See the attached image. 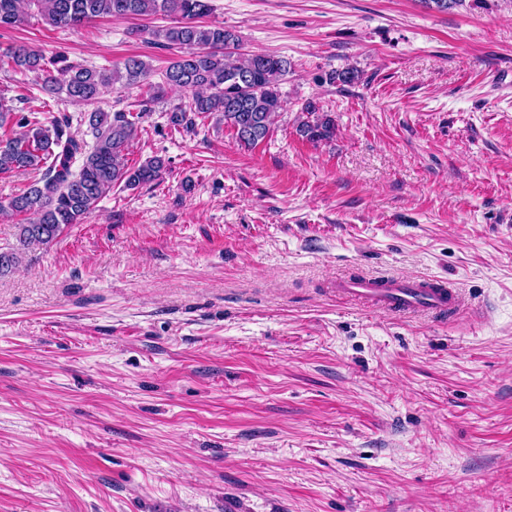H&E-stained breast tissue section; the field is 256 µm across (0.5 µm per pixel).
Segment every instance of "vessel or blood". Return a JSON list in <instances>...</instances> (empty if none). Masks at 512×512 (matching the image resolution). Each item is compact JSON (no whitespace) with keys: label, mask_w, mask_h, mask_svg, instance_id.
I'll list each match as a JSON object with an SVG mask.
<instances>
[{"label":"vessel or blood","mask_w":512,"mask_h":512,"mask_svg":"<svg viewBox=\"0 0 512 512\" xmlns=\"http://www.w3.org/2000/svg\"><path fill=\"white\" fill-rule=\"evenodd\" d=\"M336 293L365 301L375 309L392 312L449 310L459 302L453 289L434 280L342 278L336 282Z\"/></svg>","instance_id":"b4317fda"}]
</instances>
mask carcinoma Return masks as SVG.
<instances>
[{"mask_svg":"<svg viewBox=\"0 0 512 512\" xmlns=\"http://www.w3.org/2000/svg\"><path fill=\"white\" fill-rule=\"evenodd\" d=\"M212 11L210 0H0V29L13 28L37 16L55 29L81 26L98 17L148 19L163 14L175 19L172 26L145 29L155 40L185 49L171 63L163 81L149 80L151 70L138 58L107 74L66 62L63 55L46 58L26 44L16 43L0 52V67L40 72L52 93L93 104L111 88L147 87L151 100L164 88L186 90L191 99L169 113V122L184 131L194 129L196 118L217 113L235 131L240 143L254 147L268 135L274 114L282 109L280 84L288 61L272 54L238 53V35L221 24L202 25L199 19ZM353 68L334 70L329 81L351 85L358 81ZM306 119L297 131L309 141L331 138V116L309 101L302 108ZM94 143L71 131L72 117H53L45 122L17 115L0 101V174L38 173L0 212L28 215L35 221L19 225L22 244L47 245L72 224L84 223L99 200L116 186L134 189L160 179L164 168L156 157L138 166L128 165L126 151L137 137L136 121L125 112H89L84 116ZM78 171H73L77 159Z\"/></svg>","mask_w":512,"mask_h":512,"instance_id":"cac0c4a2","label":"carcinoma"}]
</instances>
